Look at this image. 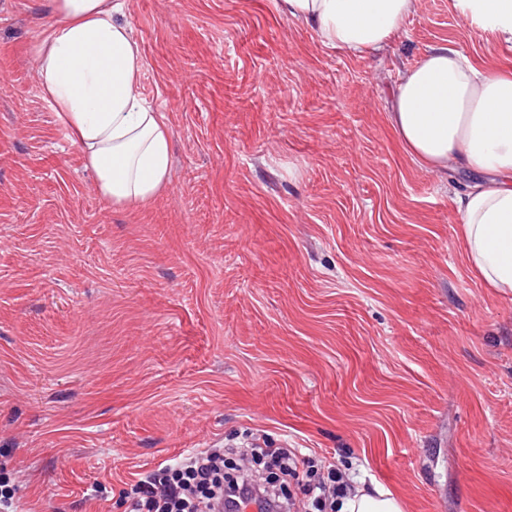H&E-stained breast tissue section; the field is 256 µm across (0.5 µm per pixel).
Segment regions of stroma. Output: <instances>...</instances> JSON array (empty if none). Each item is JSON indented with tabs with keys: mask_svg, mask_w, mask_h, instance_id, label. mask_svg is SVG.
Returning a JSON list of instances; mask_svg holds the SVG:
<instances>
[{
	"mask_svg": "<svg viewBox=\"0 0 512 512\" xmlns=\"http://www.w3.org/2000/svg\"><path fill=\"white\" fill-rule=\"evenodd\" d=\"M278 0H127L165 190L108 206L39 94L45 0H0V461L22 512H130L140 474L260 438L404 512H512V295L458 237L474 180L415 164L401 71L512 67L453 0L369 55Z\"/></svg>",
	"mask_w": 512,
	"mask_h": 512,
	"instance_id": "stroma-1",
	"label": "stroma"
}]
</instances>
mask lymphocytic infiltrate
I'll list each match as a JSON object with an SVG mask.
<instances>
[{"label":"lymphocytic infiltrate","instance_id":"1","mask_svg":"<svg viewBox=\"0 0 512 512\" xmlns=\"http://www.w3.org/2000/svg\"><path fill=\"white\" fill-rule=\"evenodd\" d=\"M268 459L280 472L279 481L306 477L309 499L304 512H336V501L347 488L338 473L321 474L313 458L290 448L251 443L241 449L233 472L224 470V451L205 448L179 463L147 473L138 483L132 512H215L218 504L250 499L261 512H284L277 483L254 478V465Z\"/></svg>","mask_w":512,"mask_h":512}]
</instances>
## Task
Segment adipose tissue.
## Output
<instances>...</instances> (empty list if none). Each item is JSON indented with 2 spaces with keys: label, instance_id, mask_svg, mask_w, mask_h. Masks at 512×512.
<instances>
[{
  "label": "adipose tissue",
  "instance_id": "ef3b65f1",
  "mask_svg": "<svg viewBox=\"0 0 512 512\" xmlns=\"http://www.w3.org/2000/svg\"><path fill=\"white\" fill-rule=\"evenodd\" d=\"M416 0H279L321 44L359 55L401 35ZM479 29L512 41V0H454ZM32 50L39 89L109 205L135 208L168 182L171 131L138 92L144 61L125 0H47ZM391 126L420 167L477 179L455 199L458 236L485 287L512 294V71L482 68L438 46L400 73ZM338 512H403L390 492L355 489Z\"/></svg>",
  "mask_w": 512,
  "mask_h": 512
}]
</instances>
